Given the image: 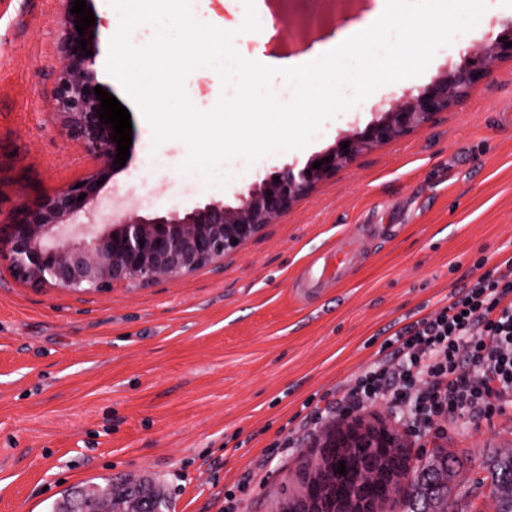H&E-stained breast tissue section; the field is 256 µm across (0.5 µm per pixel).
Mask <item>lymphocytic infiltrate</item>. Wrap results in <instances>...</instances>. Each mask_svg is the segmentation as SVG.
Instances as JSON below:
<instances>
[{"label": "lymphocytic infiltrate", "instance_id": "1", "mask_svg": "<svg viewBox=\"0 0 512 512\" xmlns=\"http://www.w3.org/2000/svg\"><path fill=\"white\" fill-rule=\"evenodd\" d=\"M383 348L356 379L350 408L382 398L414 429L464 413L490 418L512 403V277L479 276Z\"/></svg>", "mask_w": 512, "mask_h": 512}]
</instances>
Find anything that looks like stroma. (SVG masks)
<instances>
[{"label": "stroma", "mask_w": 512, "mask_h": 512, "mask_svg": "<svg viewBox=\"0 0 512 512\" xmlns=\"http://www.w3.org/2000/svg\"><path fill=\"white\" fill-rule=\"evenodd\" d=\"M59 0H0V219L81 180L92 161L67 139L52 107ZM512 0H488L465 40L436 52L425 72L378 88L327 120L310 144L250 163L225 187L179 172L186 147H153L149 125L107 70L99 80L128 110L130 156L96 201L142 215L212 199L232 205L257 177L307 160L364 128L404 91L427 85L464 49L496 37ZM241 55L271 64L296 54L262 20L240 35ZM345 237L358 259L309 298L293 285L304 265ZM512 258V60L453 108L407 136L358 155L320 182L279 223L222 268L109 294L34 288L0 265V512H51L65 490L126 474L153 478L171 512H267L304 499L322 461L319 423L377 359L397 329L448 305L480 274ZM365 422L404 434L412 460L456 461L461 512H495L487 457L512 449V406L461 416L415 436L383 400Z\"/></svg>", "instance_id": "1"}]
</instances>
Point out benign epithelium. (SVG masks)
Listing matches in <instances>:
<instances>
[{
    "label": "benign epithelium",
    "mask_w": 512,
    "mask_h": 512,
    "mask_svg": "<svg viewBox=\"0 0 512 512\" xmlns=\"http://www.w3.org/2000/svg\"><path fill=\"white\" fill-rule=\"evenodd\" d=\"M57 19L59 58L53 108L61 117L64 133L80 142L92 160L82 186L72 183L22 211L18 219L0 225V262L8 263L14 277L37 288H61L73 293H99L133 284L148 288L160 281L183 279L202 267L219 265L224 257L259 235L269 224L282 219L293 204L315 186L344 169L359 154L404 137L464 98L473 84L486 76L502 58L512 59V20L500 36L466 49L460 61L433 78L426 86L408 90L379 118L362 130H354L311 158L302 168L286 166L239 194L229 206L211 200L183 212L173 209L163 215L143 216L137 211L116 210L108 223L92 222L93 202L100 186L112 179L117 144L111 125L97 117L101 101L97 60L101 19L84 31L87 49L75 42L76 15L73 0H62ZM349 143L343 150L341 144ZM333 156L320 168L313 163ZM84 200H78L80 194ZM323 456L338 458L343 448H380L397 464L400 478L383 503L389 512L415 508L412 482L416 476L403 450L402 439L386 427L347 423L331 430ZM323 472L311 479L304 505L291 512H327L320 508Z\"/></svg>",
    "instance_id": "1"
}]
</instances>
